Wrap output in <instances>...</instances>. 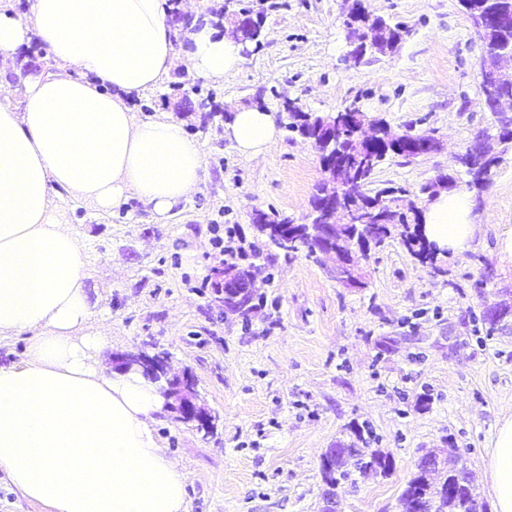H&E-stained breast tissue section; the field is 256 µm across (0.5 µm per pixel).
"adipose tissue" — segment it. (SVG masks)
I'll list each match as a JSON object with an SVG mask.
<instances>
[{
  "label": "adipose tissue",
  "mask_w": 512,
  "mask_h": 512,
  "mask_svg": "<svg viewBox=\"0 0 512 512\" xmlns=\"http://www.w3.org/2000/svg\"><path fill=\"white\" fill-rule=\"evenodd\" d=\"M171 0H0V59L30 38L55 69L29 77L12 102L0 77V335L29 337L26 355L0 364V471L49 512H185V475L154 429L166 413L156 383L110 370L104 336L77 330L92 316L85 247L61 228L56 194L98 211L137 200L158 217L198 189L203 147L182 122L138 118L131 101L156 89L176 61ZM183 61L214 82L245 61L230 32L192 19ZM224 135L248 158L279 136L262 108L238 109ZM476 201L443 192L423 212L439 248L468 251L481 227ZM495 512H512V415L500 419L485 469Z\"/></svg>",
  "instance_id": "adipose-tissue-1"
}]
</instances>
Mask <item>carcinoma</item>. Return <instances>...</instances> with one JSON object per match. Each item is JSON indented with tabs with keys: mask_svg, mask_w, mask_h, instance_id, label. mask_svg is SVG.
Segmentation results:
<instances>
[{
	"mask_svg": "<svg viewBox=\"0 0 512 512\" xmlns=\"http://www.w3.org/2000/svg\"><path fill=\"white\" fill-rule=\"evenodd\" d=\"M470 20L493 14L512 15V0H460ZM404 30L402 27L387 25L384 21L376 20V26L368 28V32L357 34V39L371 37L373 45L380 48L393 49L402 40ZM484 46L488 51L500 48L512 49V26L490 27L484 32ZM512 103V93L508 94L506 104ZM504 104V105H506ZM504 105L495 106V114L499 115V129L502 130L500 141L506 142L512 137V119L504 115ZM291 123L304 129L307 134L316 140L322 139L325 125L332 115H319L306 112L302 109H293L288 112ZM368 120L366 113L356 107L350 112L342 114L339 134L342 135L340 156L341 163L336 165V181L346 185L358 179L362 180V190L351 200L352 207L363 212L374 242L379 247L386 240L397 237L401 244L412 255L421 260V263L436 264L438 256L430 253L427 241L421 233V211L411 206L405 210L398 208V198L395 191L381 189L374 193L368 191L373 175L386 157L398 156L412 158L415 150L431 139L428 134H392L381 136L374 143H366L356 137V130ZM499 158L490 153L488 146L475 140L462 157L466 173L471 177L468 185L482 189L490 182L493 169L498 165ZM456 178L451 175H438L432 183L423 188V193L434 196L442 190H452L456 187ZM368 457L370 465L382 466L387 456L375 450L368 455L359 448H338L329 458V469L322 470L325 481H339L348 475L345 469L349 458ZM421 497L431 499L437 503V512H473L472 504L477 499L474 493L470 474L460 473L458 478L448 479L440 474L438 482H433L431 474L418 470L407 482L398 502L400 512H415L414 503Z\"/></svg>",
	"mask_w": 512,
	"mask_h": 512,
	"instance_id": "cac0c4a2",
	"label": "carcinoma"
}]
</instances>
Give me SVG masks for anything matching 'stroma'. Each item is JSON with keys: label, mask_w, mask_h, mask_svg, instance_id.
<instances>
[{"label": "stroma", "mask_w": 512, "mask_h": 512, "mask_svg": "<svg viewBox=\"0 0 512 512\" xmlns=\"http://www.w3.org/2000/svg\"><path fill=\"white\" fill-rule=\"evenodd\" d=\"M361 1L405 35L395 52L356 67L345 25L354 0H202L206 17L226 6L222 30L242 9L259 21L244 65L221 83L176 66L134 103L138 117L166 113L200 141L198 191L162 220L134 200L103 214L72 192L56 199L65 229L85 244L93 316L82 333L109 336L107 363L141 348L167 352L172 374L190 370L197 405L218 418L209 436L171 412L155 426L186 474L187 512H320L322 455L351 446L382 450L393 466L340 482L342 512H398L419 458L447 448L494 505L484 465L498 419L512 414V332L487 335L481 312L512 306V260L495 252L512 226V148L476 196L481 232L470 250L433 268L390 239L357 256L366 285L349 288L332 259L284 256L252 222L255 210L274 209L307 223L325 178L312 142L284 127L264 158L248 159L224 136L242 106L274 112L288 97L326 115L355 103L393 132L440 143L387 158L373 188L401 189L421 208V189L437 175L466 190L459 158L495 117L482 103L484 47L459 0ZM47 60L37 39L20 47L6 63L14 87ZM204 97L215 106L207 116L197 108ZM218 226L229 231L220 251ZM225 251L255 275L249 316L225 313L212 286Z\"/></svg>", "instance_id": "1"}]
</instances>
